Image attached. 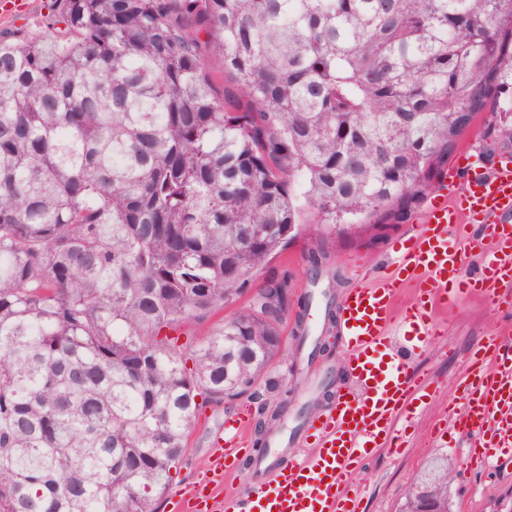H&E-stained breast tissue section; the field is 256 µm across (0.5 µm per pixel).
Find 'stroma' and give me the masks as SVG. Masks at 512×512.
Returning <instances> with one entry per match:
<instances>
[{"instance_id":"35a3bbf8","label":"stroma","mask_w":512,"mask_h":512,"mask_svg":"<svg viewBox=\"0 0 512 512\" xmlns=\"http://www.w3.org/2000/svg\"><path fill=\"white\" fill-rule=\"evenodd\" d=\"M50 2L0 0V32L28 35L43 31ZM423 212V207H416L405 222L381 233L340 238H319L316 225H305L299 237L259 273L256 286L287 278L291 300L309 306L304 322H297L292 311L282 317L290 404L275 423L276 431L291 433L308 415L329 407L334 396L344 391L349 377L344 371L341 338L327 331L324 310L327 305L338 304L348 290L385 275L391 268L392 243L412 234ZM319 246L326 257L319 272L314 273L307 256ZM434 320L444 327V337L410 361L412 375L429 386L431 396L402 430L400 452L379 450L355 472L350 489L360 500L359 512H398L412 484L427 479L442 465L458 474L450 485L456 512H494L499 501L512 499V456H501L486 467L471 468L470 438L448 419L449 410L463 407L460 384L473 347L484 337L512 325V311L493 309L476 296H462L438 310ZM323 342L331 347V356L315 354L316 345ZM277 405V398L261 391L208 407L190 434L182 463L171 473L169 494L155 504L156 512H172V491L185 489L204 476L217 450L213 434L225 416L241 410L254 416L259 408L271 412Z\"/></svg>"}]
</instances>
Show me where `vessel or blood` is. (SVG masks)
<instances>
[{
	"instance_id": "obj_1",
	"label": "vessel or blood",
	"mask_w": 512,
	"mask_h": 512,
	"mask_svg": "<svg viewBox=\"0 0 512 512\" xmlns=\"http://www.w3.org/2000/svg\"><path fill=\"white\" fill-rule=\"evenodd\" d=\"M423 230L393 244L392 272L372 285L350 289L337 313L352 389L327 410L309 416L295 443L300 452L284 461L285 438L270 437L271 452L256 456L248 445L250 419L225 418L215 440L220 454L205 475L177 496L174 512H215L216 493L241 461H255L251 490L224 497V512H357L350 506L349 477L375 449L401 446L392 423L414 413L427 394L410 373L409 356L442 336L436 307L460 293L481 296L494 308L512 307V158L487 163L466 159L460 180L442 182L425 209ZM482 225L488 244L480 272L463 277L466 228ZM415 298L399 307L404 284ZM404 337L394 346L395 337ZM484 371L462 383L464 407L455 426L471 437L472 458L483 465L512 452V338L493 335L474 348Z\"/></svg>"
}]
</instances>
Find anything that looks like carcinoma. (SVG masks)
Listing matches in <instances>:
<instances>
[{"label":"carcinoma","instance_id":"cac0c4a2","mask_svg":"<svg viewBox=\"0 0 512 512\" xmlns=\"http://www.w3.org/2000/svg\"><path fill=\"white\" fill-rule=\"evenodd\" d=\"M472 117L512 140V0H53L1 36L0 512L161 497L207 406L288 381L287 281L187 325L304 205L400 223Z\"/></svg>","mask_w":512,"mask_h":512}]
</instances>
